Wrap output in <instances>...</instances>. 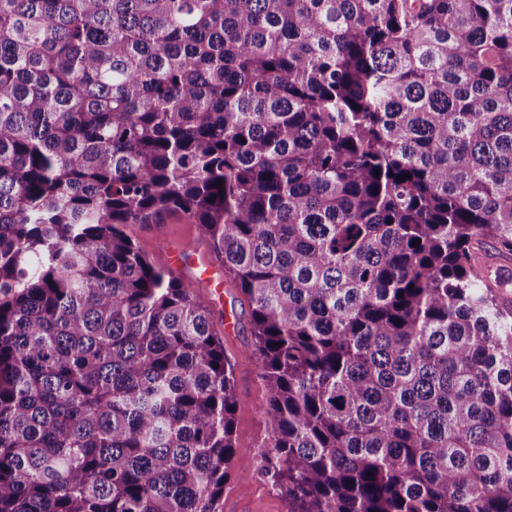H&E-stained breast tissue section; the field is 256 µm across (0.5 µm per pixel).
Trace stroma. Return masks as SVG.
Returning a JSON list of instances; mask_svg holds the SVG:
<instances>
[{"label": "stroma", "instance_id": "1", "mask_svg": "<svg viewBox=\"0 0 512 512\" xmlns=\"http://www.w3.org/2000/svg\"><path fill=\"white\" fill-rule=\"evenodd\" d=\"M127 232L159 267H167L170 255H189L190 264L181 275L194 281L200 303L212 312L224 353L234 369L235 439L240 451L233 459L219 512H288L284 494L258 473L257 445L263 435L260 410L266 393L253 354L247 302L225 279L223 268L188 217L174 215L161 224H134ZM477 255L481 269L491 279L509 280V287L499 289L498 294L505 306L512 307V254L499 252L486 241L479 245Z\"/></svg>", "mask_w": 512, "mask_h": 512}]
</instances>
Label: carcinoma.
<instances>
[{"mask_svg": "<svg viewBox=\"0 0 512 512\" xmlns=\"http://www.w3.org/2000/svg\"><path fill=\"white\" fill-rule=\"evenodd\" d=\"M173 214L288 512H512V0H0V512H218L231 365L124 231ZM479 266L492 280L506 279L511 282L509 288H496L500 301L512 307V254L499 252L490 242L478 246Z\"/></svg>", "mask_w": 512, "mask_h": 512, "instance_id": "obj_1", "label": "carcinoma"}]
</instances>
